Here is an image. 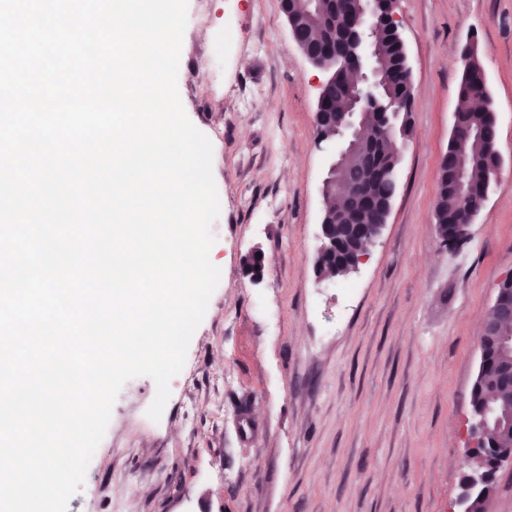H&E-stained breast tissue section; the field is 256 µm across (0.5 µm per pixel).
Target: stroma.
Segmentation results:
<instances>
[{"instance_id": "obj_1", "label": "stroma", "mask_w": 512, "mask_h": 512, "mask_svg": "<svg viewBox=\"0 0 512 512\" xmlns=\"http://www.w3.org/2000/svg\"><path fill=\"white\" fill-rule=\"evenodd\" d=\"M395 12L412 133L368 260L330 278L315 265L328 71L298 49L280 0H189L177 86L213 148L221 279L160 420L147 415L154 381H128L68 512H454L478 336L512 273V0H396ZM470 40L501 169L444 253L439 162ZM256 246L257 278L242 268Z\"/></svg>"}]
</instances>
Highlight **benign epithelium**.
Returning a JSON list of instances; mask_svg holds the SVG:
<instances>
[{
  "label": "benign epithelium",
  "instance_id": "benign-epithelium-1",
  "mask_svg": "<svg viewBox=\"0 0 512 512\" xmlns=\"http://www.w3.org/2000/svg\"><path fill=\"white\" fill-rule=\"evenodd\" d=\"M384 0H358L357 13L342 31L334 32L335 0H307L306 12L313 25L323 33L317 50L305 54L315 67H322L320 57L332 52L343 60V81L347 91L345 125L332 135L320 136V141L332 147V162L323 182V198H346V218L343 225L320 224V245L317 266L338 268L342 273L355 270L368 255L380 236L384 224H366L362 218L378 205L374 188L380 183L397 184L398 166L378 163L374 142L379 126L388 124L398 115L395 102L382 94L385 73L378 66L374 38L381 28L392 36L399 50L395 69L410 71L405 44L399 32L394 12L382 9ZM501 162L498 154L487 165L486 177L478 193L465 182L462 168L446 172L445 161L440 170L448 178V189L466 207L469 219L477 208L473 201H486L491 184L496 180ZM466 224H440L438 235L445 249H454L467 237ZM478 372L489 368L493 359L505 352L512 353V274L502 279L496 297L487 311L480 335ZM512 400V367L501 370L499 398L472 409L468 427V445L464 463L472 474L462 486L457 499L459 512H490L489 504L495 494V472L484 468L482 450L490 434L512 435V418L502 413L501 402Z\"/></svg>",
  "mask_w": 512,
  "mask_h": 512
}]
</instances>
